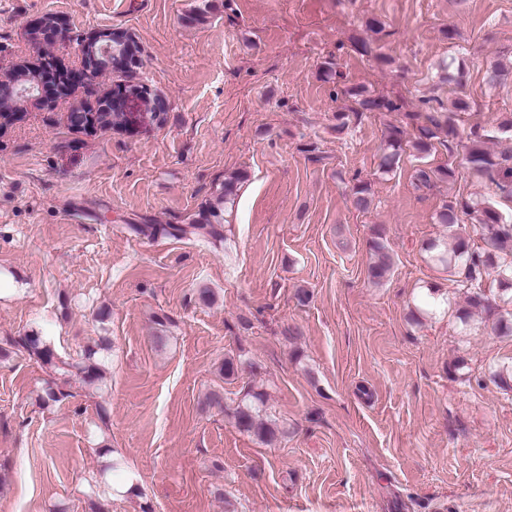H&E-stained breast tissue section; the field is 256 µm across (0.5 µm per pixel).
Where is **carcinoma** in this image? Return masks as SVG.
Instances as JSON below:
<instances>
[{"label": "carcinoma", "mask_w": 512, "mask_h": 512, "mask_svg": "<svg viewBox=\"0 0 512 512\" xmlns=\"http://www.w3.org/2000/svg\"><path fill=\"white\" fill-rule=\"evenodd\" d=\"M320 78L328 82L341 80L343 74L338 64L329 57L321 62ZM340 93L347 104L336 113V133L341 134L361 122L363 116L372 112H402L406 125L391 124L387 127L380 146L379 172L386 175L397 169L401 157L408 149L423 155L441 146L452 156L459 146H464L465 159L470 168L478 175L495 184L502 198L512 200V151L495 153L486 146L488 136L473 128L466 141L459 140V131L453 118V112L467 110L468 103L459 98L454 101L453 109L438 110L428 106L422 110H409L402 98H390L376 95L363 87H342ZM412 127L413 137H408L407 127ZM454 175L453 168L447 164L437 167H423L417 170L415 185L417 188L430 189L439 183L448 182ZM354 208L366 212L372 204L371 186L357 181L349 187ZM473 216L475 224L472 232L480 237L485 248L474 250L470 245V235L466 227L459 223V214ZM437 223L448 231V238L431 239L425 243V250L434 263L444 267L458 277V286L467 293L468 307L457 311L462 324H469L472 311L495 312L504 305H512V223L503 220L502 215L492 204L482 200H444L436 213ZM223 218L221 209L211 203L206 204L199 217L186 224H131L129 229L135 234L152 235L163 233L176 238L201 236L212 240H223ZM374 260L368 267V280L380 285L393 267V256L383 239L381 230H374L370 241ZM17 351L39 363L50 377L40 396L41 406L48 408L68 397L63 391L66 385L78 384L87 388H99L106 373L105 353L111 350L110 339L103 337L94 344H88L77 356L57 354L43 337L27 334L11 342ZM246 369H254V364L240 358H226L221 372L226 378H232ZM208 404L217 406L226 412L236 428L255 436L261 442L272 445L288 434V430L264 417L265 395L260 391H251L237 405L226 407L223 397L213 392ZM123 459L114 456L104 462L97 472L95 486L102 495L112 494L109 475L122 469Z\"/></svg>", "instance_id": "carcinoma-1"}]
</instances>
